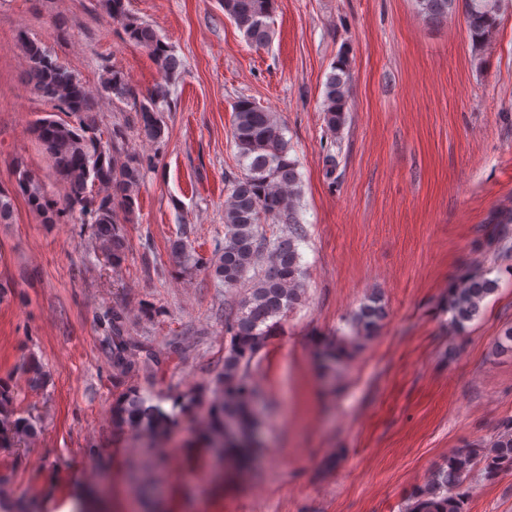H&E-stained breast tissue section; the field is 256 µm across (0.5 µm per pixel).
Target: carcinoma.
Instances as JSON below:
<instances>
[{
  "label": "carcinoma",
  "instance_id": "obj_1",
  "mask_svg": "<svg viewBox=\"0 0 512 512\" xmlns=\"http://www.w3.org/2000/svg\"><path fill=\"white\" fill-rule=\"evenodd\" d=\"M506 0H416L419 12L431 23L464 9L471 39L486 42L500 24ZM112 20L123 28L129 42L144 48L159 68L171 74L180 66L171 48L149 24L129 13L126 0H103ZM224 12L237 25L248 43L267 47L273 36L276 0H222ZM17 46L27 68L25 82L41 101L65 112L73 121L43 118L32 127L44 146L54 172L68 186L66 196L55 200L32 184L27 170L16 166L19 191L45 223L55 224L68 216L80 220L88 215L93 227L95 250L116 266L125 258L127 240L121 217L135 212L140 186L150 158L122 150L125 129H112V148L100 150L102 141L96 121L97 101L108 97L115 103L134 97L122 71L105 69L95 89L62 65L39 42L23 35ZM350 62L341 53L325 82L323 122L331 136L338 137L346 123L350 92ZM168 105L165 87L157 86L136 105L133 126L146 140L163 139L161 118ZM286 127L276 113L248 98L233 107L230 138L242 166L239 174L224 175V246L211 259L194 257L188 237L171 242V254L179 264L193 262L210 272L224 290L243 289L224 306V360L207 384L171 398V411L129 380L149 375L164 364L150 342L130 336L129 318L123 305L112 307V380L123 387L112 405L117 429L151 436L162 434L179 414L207 405V442L231 453L238 464L251 461V445L244 435L255 426L252 409L254 388L251 366L269 341V321L284 316L304 295V269L299 243L303 238L301 178L298 161L290 157ZM279 226L269 235L265 225ZM497 288V281L478 271H469L448 287L447 308L452 323L462 328L480 313L482 302ZM385 305L377 297L364 302L354 314L352 337H325L315 344L314 354L326 367L348 355L349 345L369 339L386 318ZM34 421L17 416L12 397L0 391V447H12L34 433ZM485 476L512 470V417L506 418L489 450L480 455L468 448L454 451L415 488L403 512H466L469 478L474 471Z\"/></svg>",
  "mask_w": 512,
  "mask_h": 512
}]
</instances>
